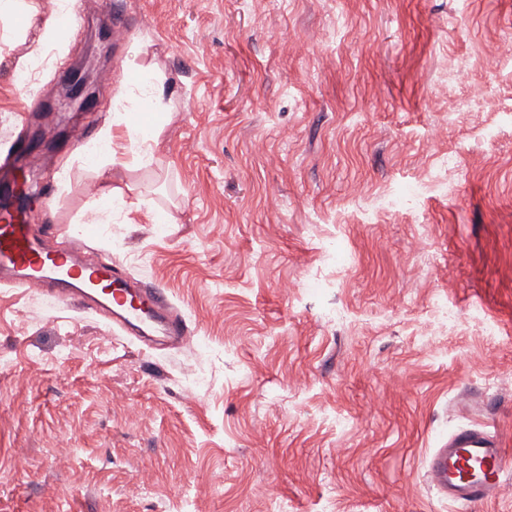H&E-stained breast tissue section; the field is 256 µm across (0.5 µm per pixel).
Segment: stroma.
Segmentation results:
<instances>
[{
  "label": "stroma",
  "mask_w": 512,
  "mask_h": 512,
  "mask_svg": "<svg viewBox=\"0 0 512 512\" xmlns=\"http://www.w3.org/2000/svg\"><path fill=\"white\" fill-rule=\"evenodd\" d=\"M115 3L67 0L27 89L38 31L15 47L0 19V159L25 143L37 223L84 231L195 335L152 351L0 288V512H512V471L471 506L425 475L464 428L512 452V0ZM83 56L77 112L59 81ZM151 64L161 103L118 104ZM119 111L170 115L149 168L105 149ZM95 71L96 64L94 60L88 58L83 61L79 69L70 73L64 94L73 108L82 109L84 101L92 96L89 90L94 83Z\"/></svg>",
  "instance_id": "1"
}]
</instances>
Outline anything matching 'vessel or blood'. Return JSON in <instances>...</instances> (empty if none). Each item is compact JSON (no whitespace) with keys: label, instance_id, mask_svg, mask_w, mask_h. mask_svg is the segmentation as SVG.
Returning <instances> with one entry per match:
<instances>
[{"label":"vessel or blood","instance_id":"vessel-or-blood-1","mask_svg":"<svg viewBox=\"0 0 512 512\" xmlns=\"http://www.w3.org/2000/svg\"><path fill=\"white\" fill-rule=\"evenodd\" d=\"M47 227L37 224L26 204L0 208V285L34 290L58 303L99 315L113 331L152 344L182 346L193 330L158 287L137 281L111 260H91L83 243L67 238L45 243ZM427 474L450 502L484 500L506 472L505 450L483 429L452 434L433 449Z\"/></svg>","mask_w":512,"mask_h":512}]
</instances>
